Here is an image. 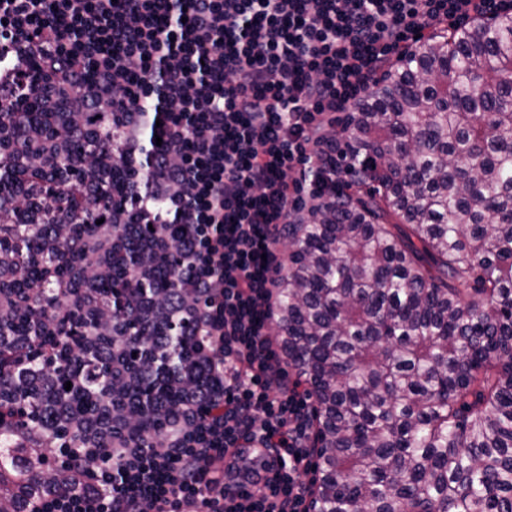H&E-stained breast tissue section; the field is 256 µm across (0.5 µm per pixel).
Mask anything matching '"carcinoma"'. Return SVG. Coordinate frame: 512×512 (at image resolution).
I'll return each instance as SVG.
<instances>
[{
  "label": "carcinoma",
  "mask_w": 512,
  "mask_h": 512,
  "mask_svg": "<svg viewBox=\"0 0 512 512\" xmlns=\"http://www.w3.org/2000/svg\"><path fill=\"white\" fill-rule=\"evenodd\" d=\"M336 144L359 196L290 225L277 290L315 403V512H512V14L434 30ZM135 267L120 306L151 288ZM45 469L0 445V496Z\"/></svg>",
  "instance_id": "obj_1"
}]
</instances>
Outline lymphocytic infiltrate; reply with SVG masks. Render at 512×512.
<instances>
[{
	"instance_id": "obj_1",
	"label": "lymphocytic infiltrate",
	"mask_w": 512,
	"mask_h": 512,
	"mask_svg": "<svg viewBox=\"0 0 512 512\" xmlns=\"http://www.w3.org/2000/svg\"><path fill=\"white\" fill-rule=\"evenodd\" d=\"M502 13L512 0H0V164L18 185L0 195V325L27 319L0 335V430L53 462L0 512H310L313 402L272 334L279 247L306 202L337 199L335 113L417 34ZM91 128L94 161L65 181ZM133 254L139 279L181 277L119 313L112 264ZM182 318L206 346L170 369L154 328ZM94 364L107 388L74 417Z\"/></svg>"
}]
</instances>
